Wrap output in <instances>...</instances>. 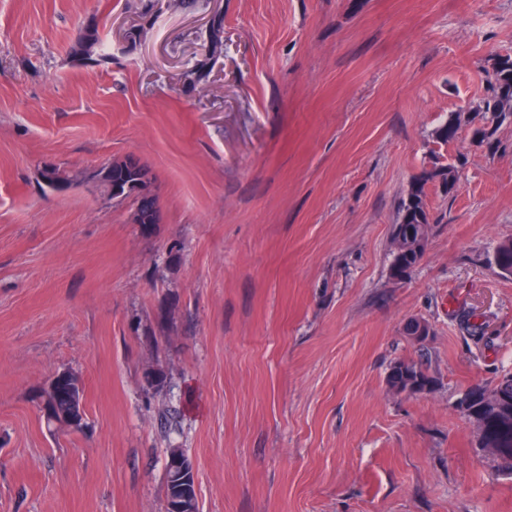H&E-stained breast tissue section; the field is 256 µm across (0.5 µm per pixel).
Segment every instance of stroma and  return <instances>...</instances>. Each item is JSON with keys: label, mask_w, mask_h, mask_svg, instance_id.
<instances>
[{"label": "stroma", "mask_w": 512, "mask_h": 512, "mask_svg": "<svg viewBox=\"0 0 512 512\" xmlns=\"http://www.w3.org/2000/svg\"><path fill=\"white\" fill-rule=\"evenodd\" d=\"M167 3L0 0V512H165L171 448L198 512H512L454 409L512 373V124L431 137L512 53V0ZM91 21L111 63L72 57ZM129 155L160 223L92 178ZM460 155L393 278L401 200ZM402 359L431 393L389 389ZM62 369L79 431L36 400Z\"/></svg>", "instance_id": "1"}]
</instances>
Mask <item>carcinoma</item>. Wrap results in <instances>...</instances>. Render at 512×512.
Wrapping results in <instances>:
<instances>
[{"label": "carcinoma", "instance_id": "carcinoma-1", "mask_svg": "<svg viewBox=\"0 0 512 512\" xmlns=\"http://www.w3.org/2000/svg\"><path fill=\"white\" fill-rule=\"evenodd\" d=\"M101 43L97 27H86L79 32L72 53L75 56H94ZM480 121L474 129L479 143L493 151L497 148V133L506 123L512 124V54H499L493 59L489 87L474 105L464 109V114H455L438 126L433 137L441 143H448L459 137L461 127ZM463 165L459 158L453 163L433 162L431 169L417 178L407 197L402 200L396 224L393 225L392 239H400L404 247L392 252V275L404 277L419 264L423 254L421 242L428 239L431 224L435 219L425 200V185L436 181L443 192L452 196L457 191L458 169ZM99 185L112 199L121 195L134 198L136 213L141 217H154L159 210L157 197L142 193L139 184L152 183L150 169L138 158L129 155L113 161L97 172ZM497 267L505 266L512 276V240L497 245L494 255ZM61 380L51 394L45 419L55 426L65 424L80 416L83 390L79 388L76 373L65 369L60 372ZM387 383L399 394L422 395L431 392L434 380L423 366L413 360L394 362L387 374ZM456 411L477 428L475 452L482 450L486 443L495 448L497 455L490 461L491 467L502 475H512V374L503 376L493 387L475 384L468 387L463 396L455 402ZM167 503L180 504L184 501L197 505L196 482L189 477L185 480L173 476L165 469Z\"/></svg>", "mask_w": 512, "mask_h": 512}]
</instances>
